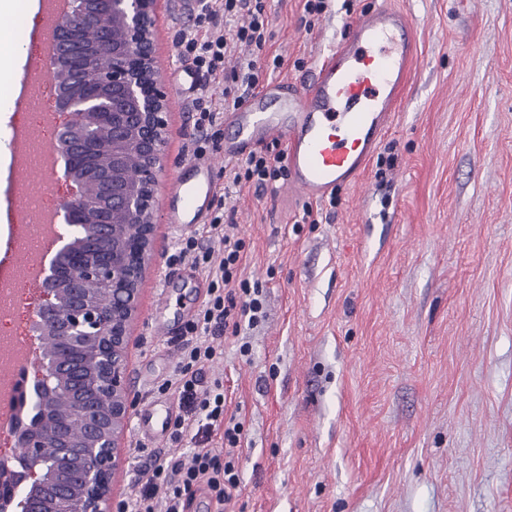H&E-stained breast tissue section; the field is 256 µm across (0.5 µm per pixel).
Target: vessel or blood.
<instances>
[{
  "label": "vessel or blood",
  "instance_id": "obj_1",
  "mask_svg": "<svg viewBox=\"0 0 512 512\" xmlns=\"http://www.w3.org/2000/svg\"><path fill=\"white\" fill-rule=\"evenodd\" d=\"M416 52L405 15L374 6L347 25L341 42L330 48L306 77L270 81L224 115L234 134L219 155L190 157L191 180H176L166 222L191 229L211 209L220 184L221 163L249 155L272 142L284 148L289 202L323 200L336 188L360 184L411 77ZM17 216L29 225L36 212L33 194L48 183L47 170L20 155L15 167ZM137 432L151 443L163 442L166 431L156 419L155 404L137 415Z\"/></svg>",
  "mask_w": 512,
  "mask_h": 512
}]
</instances>
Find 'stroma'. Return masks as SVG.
Returning <instances> with one entry per match:
<instances>
[{"label":"stroma","instance_id":"1","mask_svg":"<svg viewBox=\"0 0 512 512\" xmlns=\"http://www.w3.org/2000/svg\"><path fill=\"white\" fill-rule=\"evenodd\" d=\"M158 61L181 66L175 44L195 0H165ZM353 0L305 30L301 0H268L270 52L298 78L340 41ZM405 11L417 46L414 78L363 186L334 201L279 199L280 183L232 193L246 241L242 275L266 291V317L239 336L212 337L227 412L245 426L235 450L241 487L224 508L206 491L188 512H512V0H384ZM192 96L176 100L157 197L191 156ZM16 174L0 162V260L21 230ZM183 231L160 224L144 283L127 378L134 405L182 412L173 379L186 323L210 280L171 263ZM169 300L160 303L161 288ZM0 336L27 342L36 284L20 289ZM251 352L241 356L239 346ZM127 431L118 500L140 469L193 444L137 452Z\"/></svg>","mask_w":512,"mask_h":512}]
</instances>
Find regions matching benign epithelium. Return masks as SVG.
Wrapping results in <instances>:
<instances>
[{"instance_id":"1","label":"benign epithelium","mask_w":512,"mask_h":512,"mask_svg":"<svg viewBox=\"0 0 512 512\" xmlns=\"http://www.w3.org/2000/svg\"><path fill=\"white\" fill-rule=\"evenodd\" d=\"M103 1L118 17L125 41L117 45L111 33L102 29L89 49L85 32L95 26ZM154 4L155 0H72L70 12L59 25L50 82L53 112L61 120L54 125L51 146L59 153L70 193L56 209L63 227L56 238L60 247L44 271L41 302L29 331L40 344L52 337L60 346L52 356L38 361L30 391L21 396L29 417L18 411L10 430L14 445L27 449L26 457H38L49 446L57 454L47 470L25 461L20 468L10 469L7 484L0 487V512H43L38 490L54 471L69 472L71 481L82 486L78 496L64 484L56 486L55 512H112V479L126 462L132 403L126 385L131 330L140 284L152 257L166 134L167 94L153 59ZM109 56L111 66L101 69V60ZM89 108L96 110L97 125L111 129L112 147L123 149L131 133H137L143 157L129 180L111 181L102 173L96 176L112 205L147 217V223L118 247L112 243L115 227L108 207L99 210L97 224L88 223L91 201L80 169L94 147L93 126L84 118ZM84 348L101 362L96 378L74 356L75 350ZM54 380L82 400L84 424L94 443L95 464L90 470L72 469L66 419L58 420L51 442L40 431L41 417L57 393ZM90 389L112 397V421L107 427L97 407L85 400Z\"/></svg>"}]
</instances>
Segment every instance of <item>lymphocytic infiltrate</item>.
I'll return each instance as SVG.
<instances>
[{
    "label": "lymphocytic infiltrate",
    "mask_w": 512,
    "mask_h": 512,
    "mask_svg": "<svg viewBox=\"0 0 512 512\" xmlns=\"http://www.w3.org/2000/svg\"><path fill=\"white\" fill-rule=\"evenodd\" d=\"M266 0H198L195 28L182 34L176 47L181 59L191 61L206 77L223 76L225 105L240 106L271 68H281V55L270 54ZM278 145L266 146L231 165L229 184L264 189L285 178ZM209 237L223 249L214 254L200 246L197 236L184 237L172 260L190 262L207 271L210 298L195 320L188 323L176 377L164 384L177 393L183 413L175 417L169 439L182 445L189 436L209 438L220 434L224 452L196 448L189 462L174 459L141 471L136 488L121 501L118 512H187L199 490H207L217 505L232 500L240 490V475L232 448L244 438V424L224 415V384L202 386L200 373L221 353L210 337L222 332L239 333L242 325H256L265 316V293L259 283L242 278L246 241L228 233L223 213H215L206 227Z\"/></svg>",
    "instance_id": "lymphocytic-infiltrate-1"
}]
</instances>
